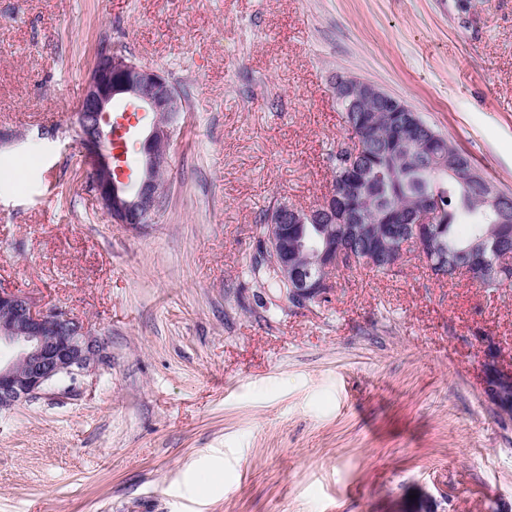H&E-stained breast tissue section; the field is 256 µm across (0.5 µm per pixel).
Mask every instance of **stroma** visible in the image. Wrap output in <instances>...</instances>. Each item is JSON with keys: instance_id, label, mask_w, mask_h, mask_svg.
<instances>
[{"instance_id": "1", "label": "stroma", "mask_w": 512, "mask_h": 512, "mask_svg": "<svg viewBox=\"0 0 512 512\" xmlns=\"http://www.w3.org/2000/svg\"><path fill=\"white\" fill-rule=\"evenodd\" d=\"M185 102L166 209L117 224L81 163L102 43ZM405 101L512 194V0H0V287L103 344L0 413V512H512V287L340 269L297 307L249 265L317 206L336 76ZM487 394L500 408L512 413V373L495 370L487 382Z\"/></svg>"}]
</instances>
